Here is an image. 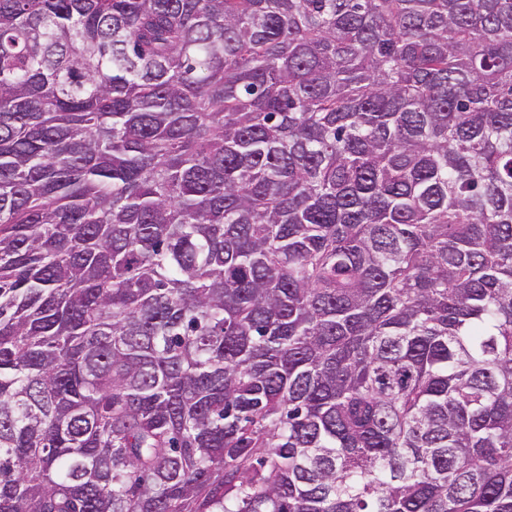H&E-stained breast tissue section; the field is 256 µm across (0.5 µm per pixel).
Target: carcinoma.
I'll return each mask as SVG.
<instances>
[{
  "label": "carcinoma",
  "instance_id": "carcinoma-1",
  "mask_svg": "<svg viewBox=\"0 0 512 512\" xmlns=\"http://www.w3.org/2000/svg\"><path fill=\"white\" fill-rule=\"evenodd\" d=\"M0 512H512V0H0Z\"/></svg>",
  "mask_w": 512,
  "mask_h": 512
}]
</instances>
